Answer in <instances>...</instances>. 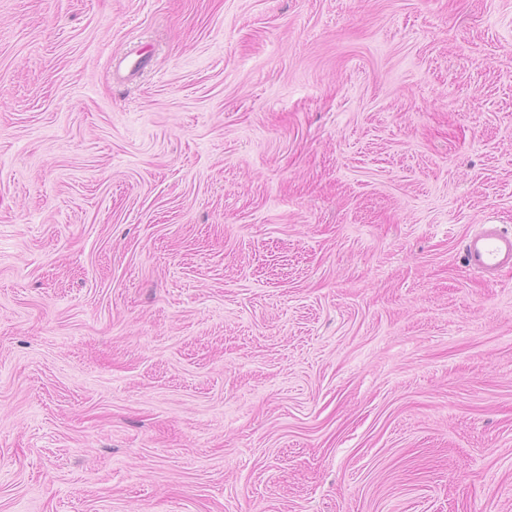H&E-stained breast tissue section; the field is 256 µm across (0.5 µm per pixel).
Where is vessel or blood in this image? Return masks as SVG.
I'll list each match as a JSON object with an SVG mask.
<instances>
[{"label": "vessel or blood", "instance_id": "b4317fda", "mask_svg": "<svg viewBox=\"0 0 512 512\" xmlns=\"http://www.w3.org/2000/svg\"><path fill=\"white\" fill-rule=\"evenodd\" d=\"M148 62V56L135 49L114 60L113 65L129 79ZM464 263L476 275L489 280L497 278L503 269L512 267V232L495 224L481 225L466 241Z\"/></svg>", "mask_w": 512, "mask_h": 512}]
</instances>
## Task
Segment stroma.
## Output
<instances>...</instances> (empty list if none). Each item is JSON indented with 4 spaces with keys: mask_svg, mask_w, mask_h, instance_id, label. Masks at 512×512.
Instances as JSON below:
<instances>
[{
    "mask_svg": "<svg viewBox=\"0 0 512 512\" xmlns=\"http://www.w3.org/2000/svg\"><path fill=\"white\" fill-rule=\"evenodd\" d=\"M481 224L512 0H0V512H512ZM150 59L143 54L140 49H135L127 53L125 56L113 60L115 70L124 73L127 80L134 77L141 68H144Z\"/></svg>",
    "mask_w": 512,
    "mask_h": 512,
    "instance_id": "obj_1",
    "label": "stroma"
}]
</instances>
